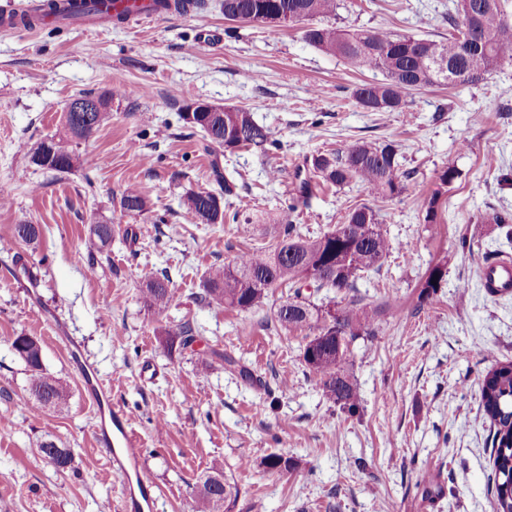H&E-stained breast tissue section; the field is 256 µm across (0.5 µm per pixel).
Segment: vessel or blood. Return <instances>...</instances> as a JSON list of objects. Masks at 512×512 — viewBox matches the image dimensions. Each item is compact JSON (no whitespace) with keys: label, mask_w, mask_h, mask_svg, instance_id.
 <instances>
[{"label":"vessel or blood","mask_w":512,"mask_h":512,"mask_svg":"<svg viewBox=\"0 0 512 512\" xmlns=\"http://www.w3.org/2000/svg\"><path fill=\"white\" fill-rule=\"evenodd\" d=\"M73 2L74 0H29L23 8L12 2L0 9V29H21L39 11L53 13L65 19L73 18ZM484 285L497 290L511 286L512 262L501 260L495 263L491 276L485 279ZM77 367L84 392L96 409V443L105 449L110 471L124 483L123 512H153L155 489L140 472L142 450L131 429L126 411L113 403L111 387L101 379L93 364L81 361Z\"/></svg>","instance_id":"vessel-or-blood-1"}]
</instances>
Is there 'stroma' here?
Listing matches in <instances>:
<instances>
[{"instance_id": "stroma-1", "label": "stroma", "mask_w": 512, "mask_h": 512, "mask_svg": "<svg viewBox=\"0 0 512 512\" xmlns=\"http://www.w3.org/2000/svg\"><path fill=\"white\" fill-rule=\"evenodd\" d=\"M205 2L153 22L0 32V512H104L121 503L70 341L131 417L141 473L158 491L153 512H190L216 461L241 490L234 512H495L493 429L478 386L512 360V291L490 292L481 273L489 258L512 259L490 223L493 211H512V111L498 109L512 104V63L474 85L414 91L402 111L369 112L352 92L383 81L381 71L351 67L295 28L225 20L224 0ZM338 2V28L437 41L457 4ZM205 31L219 41L199 46ZM82 92L111 94V122L71 139L70 172L31 164L37 142L65 136L63 108ZM197 102L248 109L275 148L205 154V133L180 118ZM363 141L397 144L404 194L384 204L353 182L300 196L306 158ZM216 162L238 174L224 209L239 219L201 224L181 200L217 191ZM447 166L458 177L444 187L437 176ZM129 186L148 196L150 212H121ZM434 195L442 220L426 224L421 211ZM360 204L378 211L393 246L359 291L393 305L381 314L383 334L358 340L347 356L360 394L352 415L323 396L306 367L308 329L277 328L279 297L255 312L198 297L211 267L271 244L252 228L259 219L289 213L316 236ZM23 222L42 225L38 248L13 239ZM97 224L116 232L92 254ZM443 260L436 298L419 301L421 278ZM155 275L175 295L160 314L141 292ZM186 320L200 332L196 344L170 348L168 334ZM21 332L41 341L45 368L67 384L68 411H28V373L8 343ZM227 355L253 381L226 368ZM146 366L155 378L142 376ZM48 433L71 451V470L57 472L38 454ZM273 453L295 467L267 471L262 461Z\"/></svg>"}]
</instances>
